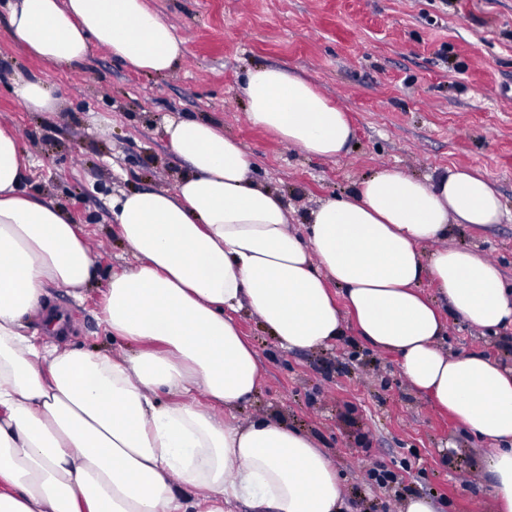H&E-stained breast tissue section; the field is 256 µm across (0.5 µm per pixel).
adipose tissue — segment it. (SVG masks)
Wrapping results in <instances>:
<instances>
[{"label": "adipose tissue", "mask_w": 512, "mask_h": 512, "mask_svg": "<svg viewBox=\"0 0 512 512\" xmlns=\"http://www.w3.org/2000/svg\"><path fill=\"white\" fill-rule=\"evenodd\" d=\"M7 8L12 36L49 64L80 65L96 45L165 74L182 55L145 0ZM241 90L253 124L305 152L332 159L353 137L345 111L302 75L259 66ZM166 134L190 173L174 190L112 201L136 259L104 294L105 330L137 345L121 359L31 332L49 288L80 297L96 259L58 206L26 191L18 137L0 126V512H341L336 467L313 438L278 418L234 424L214 412L248 401L261 378L232 318L242 308L287 350L326 346L350 328L394 353L413 390L488 443L495 512H512V367L442 345L451 313L512 328L500 270L445 244L450 225L501 223L491 184L466 168L423 180L386 168L321 203L301 234L221 127L177 119ZM426 277L446 307L421 294Z\"/></svg>", "instance_id": "1"}]
</instances>
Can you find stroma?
Here are the masks:
<instances>
[{"label":"stroma","instance_id":"stroma-1","mask_svg":"<svg viewBox=\"0 0 512 512\" xmlns=\"http://www.w3.org/2000/svg\"><path fill=\"white\" fill-rule=\"evenodd\" d=\"M170 24L184 53L168 74L136 71L91 48L77 68L30 56L9 30L0 0V124L18 135L27 189L62 209L87 235L97 282L73 299L50 289L67 317L68 347L121 357L100 323L107 281L135 259L112 216L123 192L173 190L188 164L165 127L203 117L249 153L258 181L282 194L295 223L320 202L352 193L377 170L416 177L466 167L497 191L508 218L454 224L452 246L472 249L512 289V0H146ZM284 67L342 107L353 146L324 159L255 126L240 79L255 66ZM39 76L59 101L38 112L9 91L15 72ZM242 335L262 368L239 421L272 415L308 432L334 461L349 512H400V502L365 479L373 463L394 466L438 512H492L487 451L450 413L407 385L394 354L347 332L327 349L288 351L248 311ZM449 351H484L512 366V330L493 334L448 318Z\"/></svg>","mask_w":512,"mask_h":512}]
</instances>
